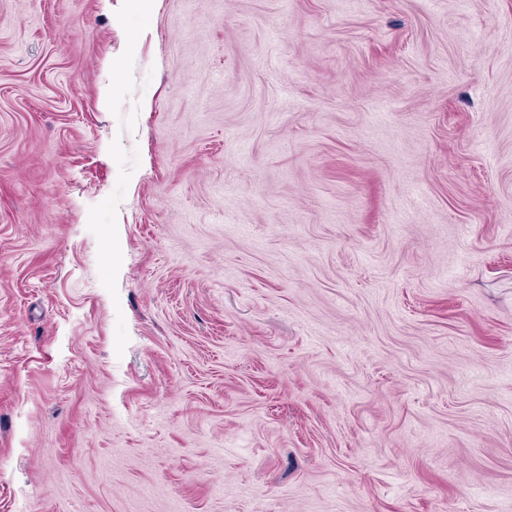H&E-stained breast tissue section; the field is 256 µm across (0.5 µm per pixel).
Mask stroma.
<instances>
[{
	"mask_svg": "<svg viewBox=\"0 0 512 512\" xmlns=\"http://www.w3.org/2000/svg\"><path fill=\"white\" fill-rule=\"evenodd\" d=\"M0 512H512V0H0Z\"/></svg>",
	"mask_w": 512,
	"mask_h": 512,
	"instance_id": "stroma-1",
	"label": "stroma"
}]
</instances>
